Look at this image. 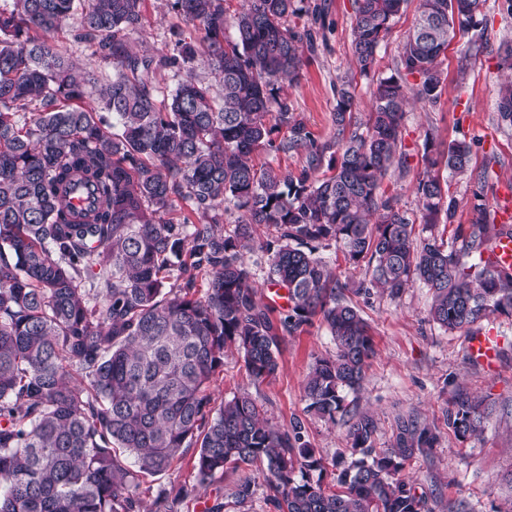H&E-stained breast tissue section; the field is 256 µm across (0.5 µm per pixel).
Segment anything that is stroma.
<instances>
[{"mask_svg": "<svg viewBox=\"0 0 512 512\" xmlns=\"http://www.w3.org/2000/svg\"><path fill=\"white\" fill-rule=\"evenodd\" d=\"M302 5L298 24L314 32L315 48L305 54L300 82L284 87L282 95L319 141H331L336 137L332 123L336 89L342 82L352 81L357 112H367L370 105L371 81L360 76L351 51L354 0H302ZM414 14V9H407L380 44L377 76L396 73ZM476 20L487 50L466 59L461 54L464 38L451 42L442 63L444 86L439 100H414L406 109L402 143L409 154L408 167L391 169L383 182L386 194L396 196L410 217H418L415 186L426 134H433L439 143L470 142L472 173L438 171L458 202L453 224L442 232L447 240L457 225L469 224L475 193H482L496 210L503 194L512 191V126L499 121L497 108L499 87L506 78L499 61L504 49L512 46V0H483ZM79 30L80 18L74 15L50 39L95 71L101 81L111 80V60L103 57L96 40L79 38ZM203 35L199 24L184 21L167 0H144L142 22L127 39L137 54L160 58L176 54L179 42H198ZM319 255L352 288L351 299L371 326L375 354L353 405L375 419L376 448L393 443L398 418L418 417L438 429L440 442L430 458L413 460L406 471L417 489L426 492L432 512H512V316L497 314L473 327L474 332L490 331L500 338L496 363L487 368L469 354L470 333L448 332L430 320L427 288L414 286L395 299L376 290L364 294L360 288L369 278L363 270L350 267L335 247L320 249ZM335 350L324 327L317 323L306 327L288 337L277 376L257 387L238 354H229L214 383L215 393L228 400L239 392H252L274 422L286 426L300 419L310 447L324 458L348 454L346 426L311 416L303 399V381L314 356ZM461 395L492 409L481 436L460 438L446 424L448 411Z\"/></svg>", "mask_w": 512, "mask_h": 512, "instance_id": "obj_1", "label": "stroma"}]
</instances>
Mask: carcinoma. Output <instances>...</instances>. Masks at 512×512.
<instances>
[{"label":"carcinoma","instance_id":"obj_1","mask_svg":"<svg viewBox=\"0 0 512 512\" xmlns=\"http://www.w3.org/2000/svg\"><path fill=\"white\" fill-rule=\"evenodd\" d=\"M75 2L14 0L0 11V512H189L197 487L229 470L238 478L204 512L260 491L272 512H429L405 469L439 433L401 417L393 445L378 452L373 417L347 408L373 339L317 252L336 246L393 298L423 285L446 331L512 315V273L486 257L503 225L490 222L483 196L474 195L468 230L450 242L436 233L457 202L434 169L468 172L469 143L434 153L425 135L421 233L381 192L390 168L407 163V104L440 98L442 57L476 26L480 0H416L397 73L373 83L366 120L355 116L352 82L337 90L334 152L280 97L283 82L300 80V43L314 44L311 30H297V0H248L231 19L224 0H171L204 37L163 59L127 43L144 0H90L81 30L115 69L102 87L48 39ZM409 2L354 0L360 75L374 70ZM200 63L213 82L196 78ZM163 66L186 77L160 99ZM498 115L512 126L511 76ZM258 150L302 166L258 167ZM230 205L243 215L226 233ZM258 225L274 232L259 249L268 282L286 289L279 307L262 301L245 259ZM316 317L336 353L312 363L306 412L342 421L350 440L351 460H332L331 487L301 421L279 425L250 393L219 402L212 390L232 350L253 383L275 378L286 337ZM481 422L465 396L447 415L462 438ZM187 448L197 449L191 481L150 484Z\"/></svg>","mask_w":512,"mask_h":512}]
</instances>
